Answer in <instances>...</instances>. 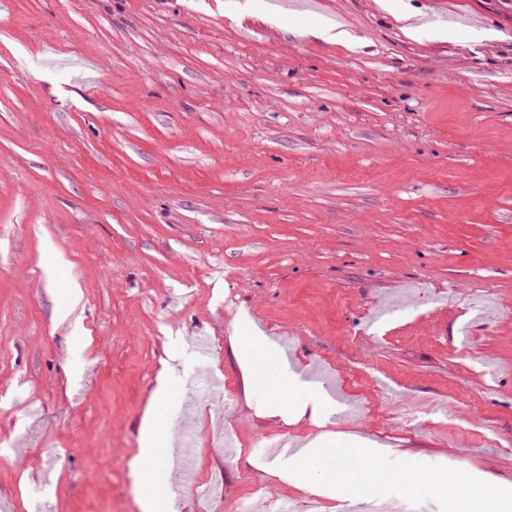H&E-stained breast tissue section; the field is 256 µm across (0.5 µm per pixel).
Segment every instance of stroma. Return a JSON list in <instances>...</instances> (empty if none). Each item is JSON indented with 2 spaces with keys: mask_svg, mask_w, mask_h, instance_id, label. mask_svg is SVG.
<instances>
[{
  "mask_svg": "<svg viewBox=\"0 0 512 512\" xmlns=\"http://www.w3.org/2000/svg\"><path fill=\"white\" fill-rule=\"evenodd\" d=\"M344 436L322 512L512 497V0H0L12 512H305ZM293 416V422L299 421L305 416H309L311 420H317L323 412L322 401L315 396L305 394L298 397L290 407ZM310 447L305 449L302 462L293 467L290 474L291 482L312 493L321 494L327 492L336 481V473L340 466L336 456L326 457V451L321 453L315 444ZM325 477L329 483L322 487Z\"/></svg>",
  "mask_w": 512,
  "mask_h": 512,
  "instance_id": "1",
  "label": "stroma"
}]
</instances>
